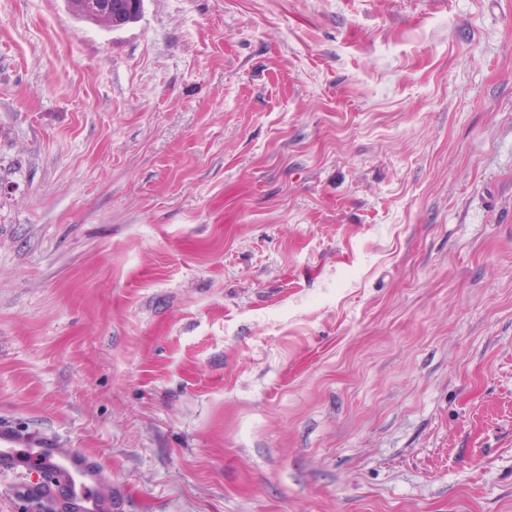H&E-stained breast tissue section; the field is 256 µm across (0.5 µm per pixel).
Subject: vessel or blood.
<instances>
[{
    "instance_id": "obj_1",
    "label": "vessel or blood",
    "mask_w": 512,
    "mask_h": 512,
    "mask_svg": "<svg viewBox=\"0 0 512 512\" xmlns=\"http://www.w3.org/2000/svg\"><path fill=\"white\" fill-rule=\"evenodd\" d=\"M34 466L47 472L49 482L41 492L56 499L60 512H106L98 490L108 474L100 461L63 447L54 435L0 424V473H20Z\"/></svg>"
}]
</instances>
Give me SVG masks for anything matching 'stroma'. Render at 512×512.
I'll return each instance as SVG.
<instances>
[{"label": "stroma", "mask_w": 512, "mask_h": 512, "mask_svg": "<svg viewBox=\"0 0 512 512\" xmlns=\"http://www.w3.org/2000/svg\"><path fill=\"white\" fill-rule=\"evenodd\" d=\"M0 421L114 512H512V0H0Z\"/></svg>", "instance_id": "stroma-1"}]
</instances>
